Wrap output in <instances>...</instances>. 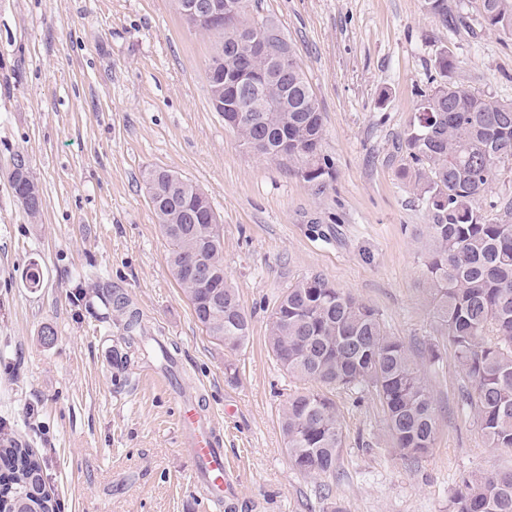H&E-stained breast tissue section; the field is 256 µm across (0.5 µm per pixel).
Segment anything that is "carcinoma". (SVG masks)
Listing matches in <instances>:
<instances>
[{"instance_id":"1","label":"carcinoma","mask_w":512,"mask_h":512,"mask_svg":"<svg viewBox=\"0 0 512 512\" xmlns=\"http://www.w3.org/2000/svg\"><path fill=\"white\" fill-rule=\"evenodd\" d=\"M485 22L512 36V0H482ZM274 39L273 21L244 17ZM218 36L206 67L208 82H221L249 57L236 28L206 29ZM288 87L244 97L228 125L246 149L268 159L286 157L302 165L309 181L330 173L321 161L325 136L322 113L297 57ZM454 68L446 55L435 62L441 81L421 100L404 133L407 157L416 165L413 185L431 212L427 225V280L436 300V317L454 348L460 370L471 383L462 400L477 416L492 448L512 449V224H493L478 201L497 169L512 165V103L479 96L447 80ZM288 95L283 111L282 96ZM147 179L156 183L152 198L169 265L192 304L194 315L214 340L235 351L250 338L251 322L224 274L221 224L210 220L209 203L196 185L164 169ZM25 213L35 218L42 199L25 175L10 180ZM200 259L210 280L199 283L190 263ZM126 332L146 352L165 347L142 328L140 314L128 313ZM270 350L289 375L314 386L289 398L280 427L288 460L306 473H331L344 447L341 412L335 393L359 387L379 403L389 437L405 458L433 447L437 421L430 392L405 344L390 335L369 306L330 285L319 275L288 287L271 315ZM0 460L10 467L0 486V512H59L52 491L31 492L26 479L42 471L39 459L21 442L0 438ZM453 512H512V471L468 480Z\"/></svg>"}]
</instances>
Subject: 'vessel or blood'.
I'll use <instances>...</instances> for the list:
<instances>
[{"label": "vessel or blood", "mask_w": 512, "mask_h": 512, "mask_svg": "<svg viewBox=\"0 0 512 512\" xmlns=\"http://www.w3.org/2000/svg\"><path fill=\"white\" fill-rule=\"evenodd\" d=\"M180 446L194 466L195 478L212 512H222L224 495L236 478L224 464V439L204 394L182 397L178 403Z\"/></svg>", "instance_id": "b4317fda"}]
</instances>
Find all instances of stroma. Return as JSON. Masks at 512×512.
Returning <instances> with one entry per match:
<instances>
[{
	"label": "stroma",
	"mask_w": 512,
	"mask_h": 512,
	"mask_svg": "<svg viewBox=\"0 0 512 512\" xmlns=\"http://www.w3.org/2000/svg\"><path fill=\"white\" fill-rule=\"evenodd\" d=\"M247 0L287 37L324 117L323 181L241 145L209 103L214 37L171 0H0V431L37 453L61 512H204L178 447L175 392L202 388L238 474L235 512H451L465 480L512 469L462 404V373L426 281L432 215L401 148L440 53L453 82L512 102V36L480 0ZM23 155L43 209L9 174ZM166 169L196 184L224 227V272L251 321L231 353L170 273L146 190ZM512 222V169L479 202ZM39 287L22 276L31 264ZM375 310L427 381L435 444L407 460L370 395L339 391L345 446L332 474L288 461L280 416L303 384L267 344L272 307L311 275ZM138 309L175 357L128 344L103 289ZM55 333L44 343L43 327ZM10 184L15 197L22 205L25 213L31 218H36L42 207V199L33 179L30 177V180H28L21 173L16 179H10Z\"/></svg>",
	"instance_id": "obj_1"
}]
</instances>
